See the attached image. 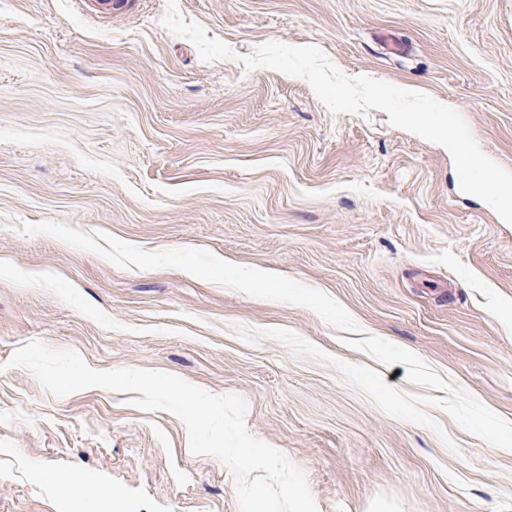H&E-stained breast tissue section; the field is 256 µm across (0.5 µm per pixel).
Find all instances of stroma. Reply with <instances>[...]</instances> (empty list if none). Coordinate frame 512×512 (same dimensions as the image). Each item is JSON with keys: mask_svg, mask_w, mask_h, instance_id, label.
I'll return each mask as SVG.
<instances>
[{"mask_svg": "<svg viewBox=\"0 0 512 512\" xmlns=\"http://www.w3.org/2000/svg\"><path fill=\"white\" fill-rule=\"evenodd\" d=\"M319 48L512 171V0H0V512H240L184 423L9 366L38 341L247 403L318 512H512V225ZM266 276L247 287L251 273Z\"/></svg>", "mask_w": 512, "mask_h": 512, "instance_id": "35a3bbf8", "label": "stroma"}]
</instances>
